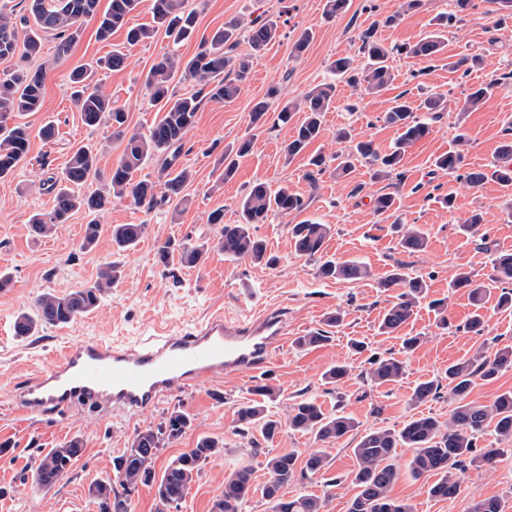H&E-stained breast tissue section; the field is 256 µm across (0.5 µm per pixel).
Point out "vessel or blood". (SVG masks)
I'll return each instance as SVG.
<instances>
[{
    "instance_id": "1",
    "label": "vessel or blood",
    "mask_w": 512,
    "mask_h": 512,
    "mask_svg": "<svg viewBox=\"0 0 512 512\" xmlns=\"http://www.w3.org/2000/svg\"><path fill=\"white\" fill-rule=\"evenodd\" d=\"M288 331L269 312L227 318L217 313L193 328L167 331L137 343L94 338L68 342L52 366L29 377L16 393L26 415H46L74 405L106 412L154 406L175 388L231 373L258 374Z\"/></svg>"
}]
</instances>
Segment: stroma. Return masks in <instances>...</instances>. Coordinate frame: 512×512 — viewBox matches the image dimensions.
Returning <instances> with one entry per match:
<instances>
[{
  "label": "stroma",
  "mask_w": 512,
  "mask_h": 512,
  "mask_svg": "<svg viewBox=\"0 0 512 512\" xmlns=\"http://www.w3.org/2000/svg\"><path fill=\"white\" fill-rule=\"evenodd\" d=\"M327 0H189L198 14L197 39L173 45L169 39L154 40L125 47L127 65L118 71L98 73L102 91L112 96L127 113L129 131L144 133L161 117L149 100L143 80L155 60L167 52L193 56L198 39L209 36L230 19L250 21L257 16L275 15L283 6L292 11L280 25V35L264 50L251 53L248 43L238 50L251 56V75L238 96L229 102L203 100L196 123L188 133L180 163L192 170L194 179L184 191L182 204L163 203L147 209L129 200H113L97 216L101 232L96 247L81 250L80 244L88 217L75 213L58 225L49 238L33 237L29 218L53 206V195L44 181L60 172L74 144H90L99 149V166L109 170L123 150L108 125L91 129L85 126L71 101L66 84L75 66L95 61L125 46L124 31L109 39H98L97 23L87 19L79 40L66 58L57 55V41L43 39V51L33 59L14 56L0 59V73L17 68L40 69L45 74V105L42 111L24 116L32 137L27 163L5 183H0V271L12 278L10 288L0 291V512H99L91 488L99 481L115 479V460L122 455L132 434L157 426L168 411L178 408L192 419V426L177 442L162 448L154 462L163 472L180 454L194 448L198 438L211 437L224 444V451L212 457L200 476L191 484L176 512H212L215 498L224 488L225 476L247 465L253 470L254 494L243 505V512H271L261 489L268 475L266 453H305L315 447L312 435L285 431L277 435L269 452L255 450L252 435L235 431V410L252 399L254 382L249 374H230L223 379H205L190 388H178L157 405L129 413L114 409L100 413L78 406L65 414L24 416L15 404L14 394L30 367L52 365L54 352L71 338H96L105 342H135L159 330L193 327L213 314L241 317L254 308L280 314L288 325L289 338L317 329H326L327 343L308 350L287 347L270 358L265 384L275 395L267 402L269 412L285 419L292 403L316 399L326 410L335 408L354 416L361 431L378 427L400 428L411 416L431 415L447 421L452 408L448 389H441L434 400L412 404L414 386L429 379H444L449 364L472 358L477 351L494 353L512 345V310L498 306L501 283L491 281L496 253L512 252V190L494 182L472 188L455 177L435 171L433 161L454 146L458 130H465L469 166L494 162L506 140L507 121H512V17L491 12L488 0L464 13L444 35L445 46L435 62L403 55L394 56L391 66L395 79L388 89L369 94L360 89L339 86L335 101L325 116L326 132L311 143L305 154L286 160L285 142L292 128L265 125L253 128V105L269 99L271 110L301 100L315 85L328 81L330 63L340 56L359 58V35L375 28L376 36L390 47L412 43L431 29L435 16L453 9V0H423L416 11L402 10L403 0H349L345 13L330 18L325 14ZM394 16L392 25L374 27V20ZM311 30L312 41L304 54L294 56L292 46L302 30ZM478 53L481 67L468 77L449 72L450 61ZM498 82L493 97L478 108L466 105L473 85ZM277 97H268L271 87ZM405 94L417 102L429 94L444 95L447 109L434 123L431 133L409 147L400 175L373 179L368 166H357L348 177L337 178L333 169L309 177L308 155L320 153L326 159L347 151L336 142L337 127H352L357 138L373 140L386 151L397 137L394 127L382 116L393 97ZM54 122L59 135L45 143L38 135L46 122ZM253 137L252 151L239 158L233 180L222 182L219 159L225 147L244 137ZM271 188L288 186L307 203L303 215H272L267 223L254 225L253 233L265 240L276 256L275 265L266 267L247 261L225 259L211 253L200 266L186 267L179 260L158 263L155 247L166 239L195 243L215 240L219 226L209 223L215 209H223L224 222L237 223L239 204L255 181ZM364 184L359 196H351L354 184ZM389 193L395 198L397 214L406 224L418 225L427 236L425 251L407 254L398 245L390 222L372 209L369 197ZM454 196L455 210L443 204ZM480 214L482 224L476 236L464 235L459 226L471 214ZM307 218L332 227L326 242L327 255L343 260H358L370 271L368 277L351 281L328 280L318 276L315 260L295 254L290 235L292 224ZM116 224H142L146 232L141 242L127 251L117 250L111 230ZM118 265L120 277L102 295L92 313L75 321L49 327L36 335L20 338L13 333L19 312L28 310L42 293L58 295L75 288L91 286L103 264ZM428 285L431 299L448 301V327H441L438 314L421 304L401 332L380 333L379 322L392 300L381 291L379 281L397 265ZM473 274L486 291L481 304H473L467 289L451 287L458 271ZM481 308L485 331L477 336L461 331L460 325ZM342 312L340 325L327 326V317ZM420 336L419 347L403 354V337ZM365 343L363 352H354L350 340ZM404 356L406 368L399 381L378 385L367 379L369 361L376 356ZM350 365L345 383L329 384L323 374L331 366ZM84 441L81 456L68 474L52 488L40 487L35 469L51 449L73 437ZM358 434L331 445L333 466L328 474L296 476L284 489L286 496L316 494L326 496V512H347L357 493L352 482L356 468L353 449ZM336 486H326L327 478ZM460 493L451 499L432 497L430 483L403 475L392 495L411 503L415 512H471L473 505L486 498L500 501L502 512H512V451L506 452L496 468L468 467L458 472Z\"/></svg>",
  "instance_id": "35a3bbf8"
}]
</instances>
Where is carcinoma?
Segmentation results:
<instances>
[{"label":"carcinoma","instance_id":"carcinoma-1","mask_svg":"<svg viewBox=\"0 0 512 512\" xmlns=\"http://www.w3.org/2000/svg\"><path fill=\"white\" fill-rule=\"evenodd\" d=\"M140 0H109L107 9L98 13L99 0H28V15L16 18L13 10L0 3V59L12 57L22 50L26 58L39 55L45 35L59 40V55L65 56L81 35V25L88 18L98 17L97 35L107 40L113 31L126 28V43L136 46L154 39L158 34L178 45L190 40L196 31L197 14L186 7L187 0H151L152 24L126 27L127 16L139 5ZM252 49L260 50L279 36V25L273 18L257 17L246 27L236 20L224 23L210 38L202 42L200 50L188 60L176 53L163 56L152 65L144 85L161 118L148 133H128L127 114L124 108L104 94L96 81L97 69L121 70L127 55L114 49L108 56L74 67L69 75L70 98L80 112L83 124L95 128L103 123L112 127V135L124 142L118 161L109 173L98 167V153L88 145H78L60 174L47 179L53 194L50 212L36 213L29 224L31 235L48 237L57 225L66 223L73 213L84 210L92 216L105 210L114 198H126L137 206L149 209L178 197L193 178L187 167H177L184 147V139L195 124L202 97L212 101L229 102L240 92V85L249 77L250 66L246 57L236 53L241 34ZM365 62L357 66L349 57L334 60L329 70L334 80L311 88L301 104L283 106L276 115L279 124L290 123L297 110L304 118L295 126L292 139L284 147L288 158L301 154L325 131V112L330 108L337 83L362 87L375 93L387 88L394 75L388 64L395 52L409 57L433 58L443 50L440 34L432 33L419 41L400 47H388L372 30L361 37ZM481 61L480 56H464L448 62V71L466 77ZM190 76L200 85L191 95H179L171 84L176 75ZM496 82L481 83L470 88L467 103L477 107L489 99ZM45 103L44 76L40 71L16 70L0 77V180L14 175L29 153L30 134L22 123L9 124L10 117L26 112H39ZM445 108L441 95L430 96L414 104L405 95L394 98L385 112L383 121L397 129L399 135L390 150L378 151L371 140H355L352 131L342 127L336 130V140L351 143V151L336 155V173L349 175L354 162H361L373 170L376 179L388 176L401 167L407 148L431 132V124ZM252 149V140L239 143L235 153H224L222 179L235 177L238 159ZM158 157L162 171L167 173L165 192L159 196L156 185L148 177L138 176L146 160ZM436 170L455 175L472 187L493 181L512 187V142L504 143L499 159L484 168L465 169V157L459 150H450L433 161ZM104 180V189L89 195L80 189L89 182ZM374 211L392 219L399 236L402 251L414 254L427 246L426 237L415 225H406L395 217V198L391 194L372 196ZM307 208L304 198L284 186L271 190L264 182L257 181L240 203L241 221L224 223V210L216 209L209 215V223L220 225L217 241L198 244L176 242L170 239L156 246L159 263L166 265L179 257L186 266H195L207 259L215 248L232 260L265 263L269 266L277 258L267 253L265 241L252 232L255 224H264L273 212L300 214ZM331 232L328 224L305 219L291 225L290 233L295 253L313 259L322 256L324 244ZM145 233L143 224H115L112 242L119 250L136 247ZM100 226L91 219L84 225L81 249L92 250L99 238ZM494 279L501 283L512 282V252H500L494 259ZM318 274L326 279L355 281L369 275L364 263L355 260L326 259L319 263ZM117 279L116 266L106 263L98 272L97 280L88 288H76L57 295L43 293L33 302L31 310L22 312L14 320L16 335L25 338L48 326L68 324L98 307L102 293L112 287ZM388 291L400 289L379 323L383 334L401 330L412 318L415 308L426 298L424 280L411 276L399 264L379 283ZM453 288L469 289L475 302L481 300L484 285L466 271L455 275ZM329 340L324 332H311L295 340L300 349L319 346ZM512 368V346L497 349L493 355L481 352L474 358L448 365V387L455 396L456 406L448 413V421L440 422L431 416L413 417L399 429L377 428L365 432L359 439L354 455L357 468L353 482L358 493L352 499L348 512H413L410 504L391 495L393 485L400 476L395 462L397 450L411 448L413 454L407 463L410 475L416 479L435 478L429 486L433 497L448 498L459 493L457 471L469 466L493 468L499 462V448H480L478 439L488 428H493L502 441L512 442V390L496 396L490 405L467 400L474 379H497L499 374ZM404 373V362L393 357H375L370 361L366 377L376 384L398 380ZM440 390L439 382L427 380L418 383L410 396L411 402L424 403L435 399ZM256 399L238 406L235 412L236 428L241 433L257 432L265 441L273 440L287 424L293 431L311 434L322 443H332L358 429V422L340 411L329 413L314 399H302L289 406L286 422L266 413L263 399L271 398L274 390L268 385L254 388ZM190 416L173 409L157 429H146L134 434L129 447L117 459L116 471L121 490L106 482L95 485L92 494L98 500L99 512H130L128 489L138 485H156V495L165 507L177 506L184 498L191 483L199 476L202 465L221 452L218 441L203 437L194 448L181 454L156 477L154 460L160 448L179 439L190 427ZM83 441L75 437L59 448L51 449L35 470V480L43 488H50L64 477L73 466L72 457L82 452ZM269 480L262 495L273 502L272 512H324L325 499L306 494L286 498L281 490L292 481L296 473L315 475L330 469V458L325 448H313L304 457L295 453L269 455L266 458ZM255 492L252 469L240 467L224 479V491L213 504V512H240V506Z\"/></svg>","mask_w":512,"mask_h":512}]
</instances>
